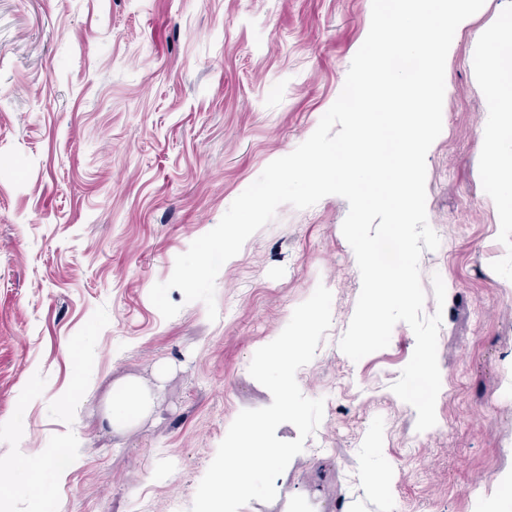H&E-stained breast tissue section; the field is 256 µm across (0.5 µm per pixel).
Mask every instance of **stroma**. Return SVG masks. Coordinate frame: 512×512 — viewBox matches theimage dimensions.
<instances>
[{
  "label": "stroma",
  "mask_w": 512,
  "mask_h": 512,
  "mask_svg": "<svg viewBox=\"0 0 512 512\" xmlns=\"http://www.w3.org/2000/svg\"><path fill=\"white\" fill-rule=\"evenodd\" d=\"M372 0H0V512H190L239 414L271 404L257 349L325 285L332 324L297 372L323 419L273 501L240 512H512V226L481 134L486 60L512 0H485L445 65L426 157L425 315L442 311L437 425L392 391L403 322L352 361L338 343L361 291L347 201L281 206L216 279L218 318L152 287L272 161L315 131L370 28ZM446 287L437 305L432 277ZM160 386L149 417L102 425L115 382ZM71 465L60 470L57 449Z\"/></svg>",
  "instance_id": "35a3bbf8"
}]
</instances>
